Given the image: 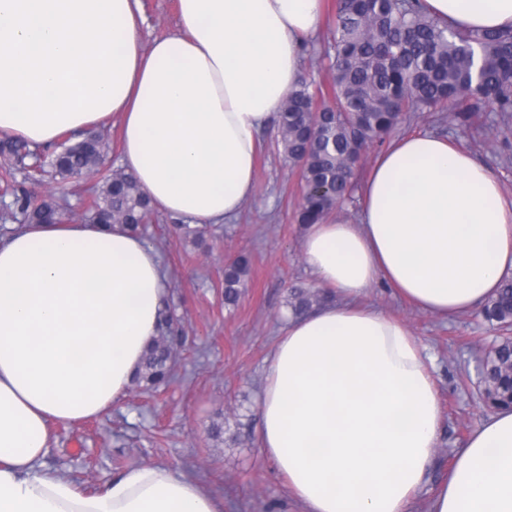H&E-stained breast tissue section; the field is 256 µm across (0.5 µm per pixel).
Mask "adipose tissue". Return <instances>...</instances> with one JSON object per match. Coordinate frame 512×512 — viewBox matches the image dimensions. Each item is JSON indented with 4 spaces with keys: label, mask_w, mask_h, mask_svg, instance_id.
Segmentation results:
<instances>
[{
    "label": "adipose tissue",
    "mask_w": 512,
    "mask_h": 512,
    "mask_svg": "<svg viewBox=\"0 0 512 512\" xmlns=\"http://www.w3.org/2000/svg\"><path fill=\"white\" fill-rule=\"evenodd\" d=\"M452 26L512 25V0H424ZM322 0H179L143 45L141 0H0V133L34 145L120 122L123 170L154 208L197 226L253 198L259 134L301 77ZM356 221L307 225L306 271L336 301L292 316L260 388V446L302 512H408L441 410L426 347L361 306L377 282L448 319L512 279V199L468 150L421 134L369 168ZM159 254L120 225L26 224L0 242V512H224L167 466L86 493L43 474L52 427L108 414L158 334ZM431 512H512V407L458 453Z\"/></svg>",
    "instance_id": "1"
}]
</instances>
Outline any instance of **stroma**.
<instances>
[{"label":"stroma","mask_w":512,"mask_h":512,"mask_svg":"<svg viewBox=\"0 0 512 512\" xmlns=\"http://www.w3.org/2000/svg\"><path fill=\"white\" fill-rule=\"evenodd\" d=\"M142 3L148 46L175 30L178 0ZM476 120L490 128L492 143H473L458 121L428 112L407 113L397 133L435 134L472 151L512 197V126L486 110ZM276 138L272 127L262 134L255 196L238 218L206 228L198 241L174 233V219L160 212L147 226L144 237L170 273L169 306L185 338L175 380L152 393L129 388L108 415L54 425L46 473L93 492L128 468L166 464L199 477L223 498L224 512H298L259 447L258 392L285 327L289 291L316 285L299 249V173L284 164ZM241 253L250 254L251 268L237 305L228 307L224 264ZM364 302L402 319L432 356L442 419L433 478L447 479L455 455L491 413L477 394V367L494 331L473 312L441 319L418 311L383 283ZM217 421L224 425L218 438L210 434Z\"/></svg>","instance_id":"stroma-1"}]
</instances>
